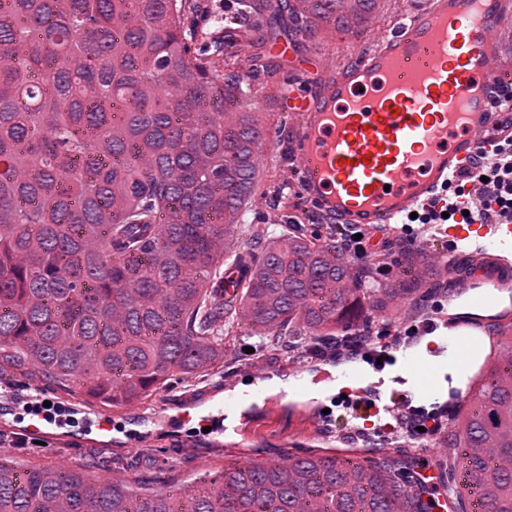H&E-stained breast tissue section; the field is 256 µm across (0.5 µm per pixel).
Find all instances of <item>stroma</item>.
<instances>
[{
    "label": "stroma",
    "mask_w": 512,
    "mask_h": 512,
    "mask_svg": "<svg viewBox=\"0 0 512 512\" xmlns=\"http://www.w3.org/2000/svg\"><path fill=\"white\" fill-rule=\"evenodd\" d=\"M367 30L358 42L342 41L327 31L325 23H313L309 7L297 10L294 22L275 38H264L260 48L245 42L226 45L232 70L257 79L259 84L276 82L284 91L297 78L276 53L272 42L291 41L298 53L308 45L299 41L302 32L312 33L323 64L343 66L360 47L375 42L410 0H368ZM242 111L262 112L274 134L259 157V187L262 202L248 208L242 217L238 247L252 241L255 225L267 226L270 236L279 235L290 217L308 215L310 223L323 217L301 192L298 178L289 160L296 142L297 121L280 109L278 101L247 93ZM448 248L447 236L418 238L397 232L378 235L373 249L378 253L401 256L426 255L430 262L441 263ZM512 280V268L496 263L484 271H470L461 264L458 273H442L432 279V293L420 308L421 320H438L451 314L463 321L491 324L499 314L512 313V287L498 288L495 301L487 307H473L469 300L482 294V279ZM356 343L337 352L335 339L321 343L313 335L299 338L258 336L248 325L237 327L224 346L222 360L196 378L171 382L168 388L140 403L112 410V429L101 432L92 414L85 412L80 395L56 393L50 382L0 368V460L30 464H48L77 469L97 479L115 476L142 483L156 490H172L181 483L208 481L225 464L258 463L283 453L333 448L360 457L408 458L410 468L427 462L448 467L452 459L443 437L448 431V406L463 402L482 370L489 352L487 336H477V350L460 359L442 355L436 365L441 373L437 392L427 394V410L422 422L436 436L424 446L411 443L410 425H398L391 414L358 418L349 400L372 391L378 377L364 361L365 351L395 356L388 368L389 377L410 379L409 365L415 356L427 355L430 336H411L405 320L396 310H359L351 328ZM24 386L40 392L46 400L70 405L71 410L57 439L38 444L28 428L27 415L6 394ZM221 414L225 432L221 438L205 433L202 422Z\"/></svg>",
    "instance_id": "stroma-1"
}]
</instances>
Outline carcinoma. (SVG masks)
Here are the masks:
<instances>
[{"label": "carcinoma", "instance_id": "carcinoma-1", "mask_svg": "<svg viewBox=\"0 0 512 512\" xmlns=\"http://www.w3.org/2000/svg\"><path fill=\"white\" fill-rule=\"evenodd\" d=\"M191 0H5L0 6V362L67 395L121 406L224 356L244 321L329 335L363 303L431 292L413 260L385 283L354 262L333 224H293L234 250L257 201L266 127L239 112L242 82L191 50ZM240 0L224 30L273 35ZM246 271L217 299L224 262ZM467 498L454 512H512V350H490L469 410L446 439ZM393 461L328 450L224 467L181 492L78 470L5 465L0 512H431Z\"/></svg>", "mask_w": 512, "mask_h": 512}]
</instances>
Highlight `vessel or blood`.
Returning <instances> with one entry per match:
<instances>
[{
    "instance_id": "b4317fda",
    "label": "vessel or blood",
    "mask_w": 512,
    "mask_h": 512,
    "mask_svg": "<svg viewBox=\"0 0 512 512\" xmlns=\"http://www.w3.org/2000/svg\"><path fill=\"white\" fill-rule=\"evenodd\" d=\"M509 17L512 0H425L343 69L315 52L296 60L298 77H317L315 91L281 103L298 118L293 158L308 201L370 237L434 202L492 136V99L512 84L496 38ZM446 233L461 253L512 249L511 224H451ZM411 484L438 490L437 512H449L438 465Z\"/></svg>"
}]
</instances>
